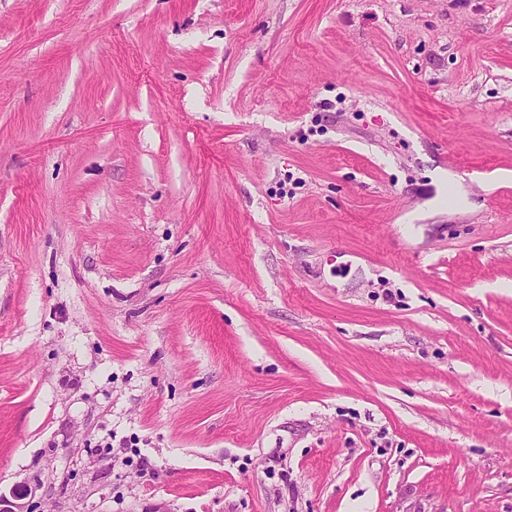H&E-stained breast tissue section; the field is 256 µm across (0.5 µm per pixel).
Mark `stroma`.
I'll return each instance as SVG.
<instances>
[{
    "label": "stroma",
    "mask_w": 512,
    "mask_h": 512,
    "mask_svg": "<svg viewBox=\"0 0 512 512\" xmlns=\"http://www.w3.org/2000/svg\"><path fill=\"white\" fill-rule=\"evenodd\" d=\"M24 482L512 512V0H0Z\"/></svg>",
    "instance_id": "stroma-1"
}]
</instances>
